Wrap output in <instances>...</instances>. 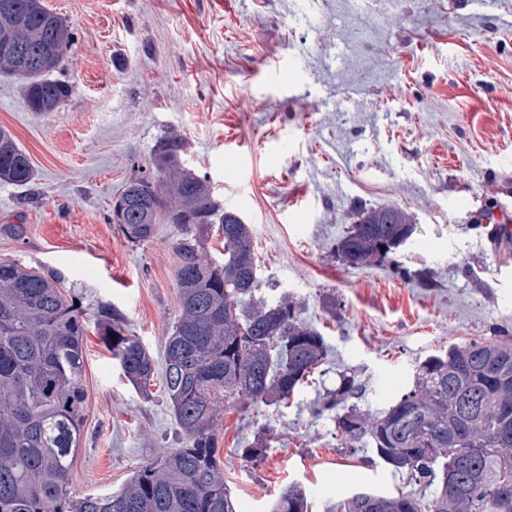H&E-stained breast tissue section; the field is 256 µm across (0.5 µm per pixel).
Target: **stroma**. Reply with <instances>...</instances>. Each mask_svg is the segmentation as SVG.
Returning a JSON list of instances; mask_svg holds the SVG:
<instances>
[{"label":"stroma","mask_w":512,"mask_h":512,"mask_svg":"<svg viewBox=\"0 0 512 512\" xmlns=\"http://www.w3.org/2000/svg\"><path fill=\"white\" fill-rule=\"evenodd\" d=\"M74 45L56 71L70 87L31 111L0 76V129L29 156L23 186L0 182V262L64 279L82 306L84 437L70 486H124L143 462L179 447L161 383L142 396L96 326L118 310L155 360L179 313L174 224L128 242L111 221L125 183L165 138L183 166L253 236L260 294H288L329 348L326 373L277 411L225 415L218 457L236 512H269L301 484L308 512L371 489L412 492L372 449L346 448L318 415L339 371L378 415L415 365L452 343L512 333V239L451 210L468 191L496 211L493 179L512 181V0H42ZM297 72L284 87L279 68ZM237 156V171L224 167ZM395 206L411 240L361 268L335 255L358 211ZM305 223H291L297 213ZM270 424L266 458L236 450Z\"/></svg>","instance_id":"35a3bbf8"}]
</instances>
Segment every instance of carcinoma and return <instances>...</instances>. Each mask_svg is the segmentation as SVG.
Masks as SVG:
<instances>
[{
  "label": "carcinoma",
  "mask_w": 512,
  "mask_h": 512,
  "mask_svg": "<svg viewBox=\"0 0 512 512\" xmlns=\"http://www.w3.org/2000/svg\"><path fill=\"white\" fill-rule=\"evenodd\" d=\"M16 15L20 53H0V74L22 83L35 112H53L68 98L52 77L73 34L41 0H0V22ZM184 142L158 146L152 170L129 181L112 223L131 242L177 224L175 280L180 314L165 342L164 388L181 447L139 466L119 490L74 494L70 471L83 439L85 391L83 311L63 282L33 269L0 263V512H236L216 450L223 412L244 417L261 405L289 400L325 358L321 333L297 315L286 295L256 296L258 281L248 225L212 196L206 179L181 162ZM28 155L0 129V181L29 183ZM224 235V260L204 254L213 226ZM414 227L396 207L357 213L337 254L350 267L382 262L407 244ZM107 350L129 383L148 394L156 364L114 310L100 315ZM344 375L320 411L361 396ZM350 448H371L386 465L406 471L430 496L364 491L338 512H512V336L451 344L414 368L411 384L381 415L353 406L334 417ZM258 467L266 444L238 449ZM271 512H307L297 483L281 489Z\"/></svg>",
  "instance_id": "1"
}]
</instances>
